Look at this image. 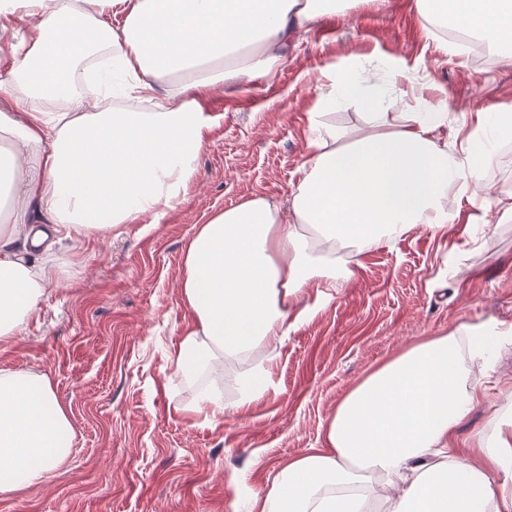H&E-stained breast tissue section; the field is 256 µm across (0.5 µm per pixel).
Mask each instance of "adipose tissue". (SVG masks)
I'll use <instances>...</instances> for the list:
<instances>
[{"instance_id":"1","label":"adipose tissue","mask_w":512,"mask_h":512,"mask_svg":"<svg viewBox=\"0 0 512 512\" xmlns=\"http://www.w3.org/2000/svg\"><path fill=\"white\" fill-rule=\"evenodd\" d=\"M347 0H0V31L29 17L0 73V111L16 192L24 207L0 219V340L23 328L51 284L36 255L56 242L164 217L196 172L210 117L203 100L225 77L268 78L300 31L343 11ZM423 18L512 45V0H417ZM247 50L243 63L233 55ZM112 59L97 83L141 111L89 106L80 60ZM336 76L311 113L317 136L286 201L258 196L216 213L189 243L180 280L190 326L177 349L185 372L281 342L331 303L330 256L391 246L419 226L453 223L448 196L470 198L487 131L512 139V105L479 112L465 144L452 147L422 111L361 113L325 124L350 88ZM42 145L25 158L26 148ZM48 215L45 224L28 209ZM314 292H307V285ZM485 337L456 329L426 336L376 366L338 402L323 445L291 459L250 512H372L360 487L377 477L387 512H512V423L493 446L459 448L456 431L477 392L463 352ZM75 433L49 378L0 370V495L26 492L62 474ZM481 464H473V455Z\"/></svg>"}]
</instances>
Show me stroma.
I'll use <instances>...</instances> for the list:
<instances>
[{
    "mask_svg": "<svg viewBox=\"0 0 512 512\" xmlns=\"http://www.w3.org/2000/svg\"><path fill=\"white\" fill-rule=\"evenodd\" d=\"M377 55L407 68L445 134L464 115L512 104V66L472 67L443 52L416 0H355L300 33L270 78L225 82L205 104L211 126L175 210L63 242L46 262L53 283L38 311L0 343V369L47 375L75 431L67 471L0 495V512H249L283 464L320 447L337 402L374 366L462 325L492 348L465 362L479 400L458 441L493 443L512 421V221L499 220L482 193L448 198L456 220L447 228L419 227L359 255L338 251L356 278L252 357L269 376L249 405L239 403L242 360L191 374L175 364L191 320L180 291L189 242L218 211L257 195L285 200L310 152L318 87L345 67L357 95L326 123L357 121L363 98L384 96L404 111ZM482 177L498 194L512 191V140L495 143ZM215 386L227 409L207 420L196 407Z\"/></svg>",
    "mask_w": 512,
    "mask_h": 512,
    "instance_id": "obj_1",
    "label": "stroma"
}]
</instances>
